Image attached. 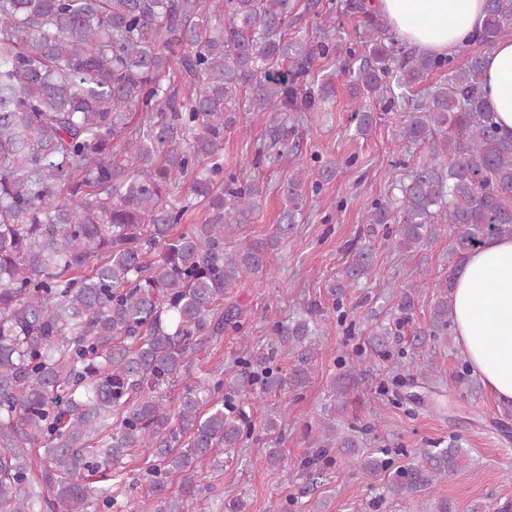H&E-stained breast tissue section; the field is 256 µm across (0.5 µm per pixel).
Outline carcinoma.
<instances>
[{
	"mask_svg": "<svg viewBox=\"0 0 512 512\" xmlns=\"http://www.w3.org/2000/svg\"><path fill=\"white\" fill-rule=\"evenodd\" d=\"M298 0H0V512H120L112 486L140 448L153 452L142 478L156 512H209L213 488L199 471L248 435L239 384L221 376L189 383L244 309L233 299L247 279L271 273L269 253L300 223L308 187L336 173L330 161L301 166L281 186L285 206L269 238H237L264 197L260 181L224 170V132L264 121L260 154L280 155L300 108L282 68L301 73L334 49L333 17L317 38L288 36ZM369 45L353 83L357 131H369L365 101L394 108L431 72L448 70L410 110L398 137L427 145L425 157L364 220L386 226L391 249L408 255L449 226L448 275L438 284L428 327L411 346L428 347L454 321V275L489 236L512 238V138L487 106L484 55L463 63L423 51L395 52L387 27L363 0ZM470 41L492 46L512 25V0H486ZM205 217L189 222L197 207ZM331 295L374 273L370 244L351 250ZM418 281L400 288L398 322L412 319ZM254 366L259 389L299 391L311 379L314 314L272 327ZM373 351L428 384L392 331L376 330ZM293 354L282 375L267 363ZM351 366L331 384L333 400L357 381ZM183 382L175 400L167 394ZM301 461L310 474L336 448L351 457L355 426L322 423ZM385 473L382 499L415 497L468 467L456 438L393 468L389 449L362 456ZM110 471L112 486L91 477Z\"/></svg>",
	"mask_w": 512,
	"mask_h": 512,
	"instance_id": "1",
	"label": "carcinoma"
}]
</instances>
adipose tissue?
<instances>
[{
  "mask_svg": "<svg viewBox=\"0 0 512 512\" xmlns=\"http://www.w3.org/2000/svg\"><path fill=\"white\" fill-rule=\"evenodd\" d=\"M485 0H377L399 37L438 55L456 52L484 21ZM488 106L502 134L512 135V38L484 60ZM457 347L499 403H512V238L490 237L468 255L454 282Z\"/></svg>",
  "mask_w": 512,
  "mask_h": 512,
  "instance_id": "ef3b65f1",
  "label": "adipose tissue"
}]
</instances>
